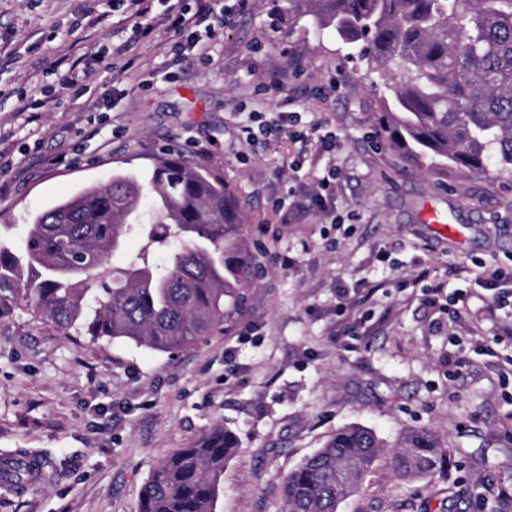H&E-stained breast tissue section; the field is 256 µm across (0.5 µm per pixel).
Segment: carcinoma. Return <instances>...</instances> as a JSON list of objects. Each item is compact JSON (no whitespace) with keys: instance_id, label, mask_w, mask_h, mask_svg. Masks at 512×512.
<instances>
[{"instance_id":"carcinoma-1","label":"carcinoma","mask_w":512,"mask_h":512,"mask_svg":"<svg viewBox=\"0 0 512 512\" xmlns=\"http://www.w3.org/2000/svg\"><path fill=\"white\" fill-rule=\"evenodd\" d=\"M331 28L377 71V135L403 162L448 177L480 173L494 161L512 173V0H288V25ZM157 209L151 224L136 213L143 194ZM245 223L224 180L164 154L144 191L117 174L35 216L25 251L0 246V317L20 304L67 336L124 340L159 351L192 347L224 328L246 287ZM132 231L143 249L104 281L98 271L124 250ZM163 265L154 253L169 247ZM236 436L216 427L166 455L139 492L138 512H216L224 463ZM385 446L350 425L289 472L285 512H338L359 492ZM449 448L427 431L409 434L392 453L394 470L419 478L448 467ZM28 468L17 459L10 482Z\"/></svg>"}]
</instances>
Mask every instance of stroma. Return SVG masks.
<instances>
[{
	"label": "stroma",
	"mask_w": 512,
	"mask_h": 512,
	"mask_svg": "<svg viewBox=\"0 0 512 512\" xmlns=\"http://www.w3.org/2000/svg\"><path fill=\"white\" fill-rule=\"evenodd\" d=\"M287 12L246 0L204 61L157 28L79 95L62 75L111 47L125 15L0 0V243L22 252L35 215L115 174L148 177L171 151L236 194L257 262L223 331L174 354L67 336L24 308L0 318V458L43 463L34 490L0 488V512H138L163 456L216 426L238 439L218 512H283L286 474L349 425L391 447L428 429L450 452L419 479L379 458L339 512H512L497 495L512 486V310L474 278L512 275V174L403 165L375 135L376 74L333 30H289ZM284 110L303 142L242 140L248 113ZM329 163L327 211L289 220ZM436 288L467 301L435 302Z\"/></svg>",
	"instance_id": "obj_1"
}]
</instances>
